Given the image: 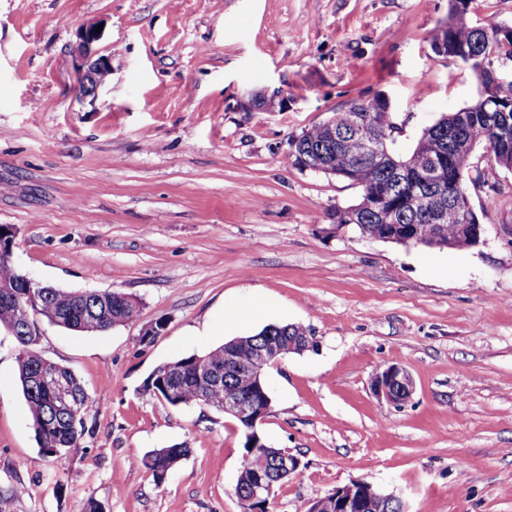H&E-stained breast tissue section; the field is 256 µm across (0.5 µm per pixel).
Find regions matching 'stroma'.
Returning <instances> with one entry per match:
<instances>
[{
  "label": "stroma",
  "instance_id": "1",
  "mask_svg": "<svg viewBox=\"0 0 512 512\" xmlns=\"http://www.w3.org/2000/svg\"><path fill=\"white\" fill-rule=\"evenodd\" d=\"M447 15L448 0H0V225L15 264L139 306L103 333L40 320L39 352L93 399L79 448L54 457L0 328V488H24L15 512L91 498L105 512H243L241 425L144 384L160 364L285 323L315 347L266 373L256 429L301 462L269 512H307L356 479L408 512H512V171L477 145L466 183L483 243L407 249L334 224L359 189L289 146L381 96L404 155L471 105L475 76L430 46ZM87 24L112 63L92 101L76 90ZM256 95L282 106L252 108ZM391 365L414 384L399 406L371 388ZM175 443L189 454L156 483L141 460Z\"/></svg>",
  "mask_w": 512,
  "mask_h": 512
}]
</instances>
